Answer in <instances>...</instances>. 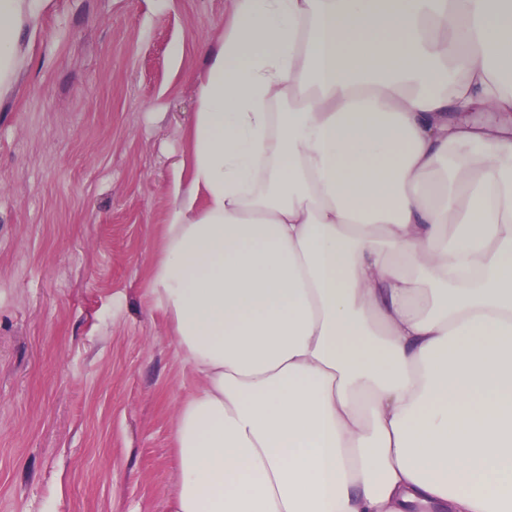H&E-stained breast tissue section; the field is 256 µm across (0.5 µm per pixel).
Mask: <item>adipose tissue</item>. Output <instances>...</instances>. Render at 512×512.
<instances>
[{
    "label": "adipose tissue",
    "instance_id": "adipose-tissue-1",
    "mask_svg": "<svg viewBox=\"0 0 512 512\" xmlns=\"http://www.w3.org/2000/svg\"><path fill=\"white\" fill-rule=\"evenodd\" d=\"M33 2L0 0V89ZM487 110L512 113V0H231L148 269L200 381L164 512H512Z\"/></svg>",
    "mask_w": 512,
    "mask_h": 512
}]
</instances>
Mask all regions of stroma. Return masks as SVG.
<instances>
[{"instance_id":"stroma-1","label":"stroma","mask_w":512,"mask_h":512,"mask_svg":"<svg viewBox=\"0 0 512 512\" xmlns=\"http://www.w3.org/2000/svg\"><path fill=\"white\" fill-rule=\"evenodd\" d=\"M230 0H38L0 92V512H163L199 380L148 295Z\"/></svg>"}]
</instances>
